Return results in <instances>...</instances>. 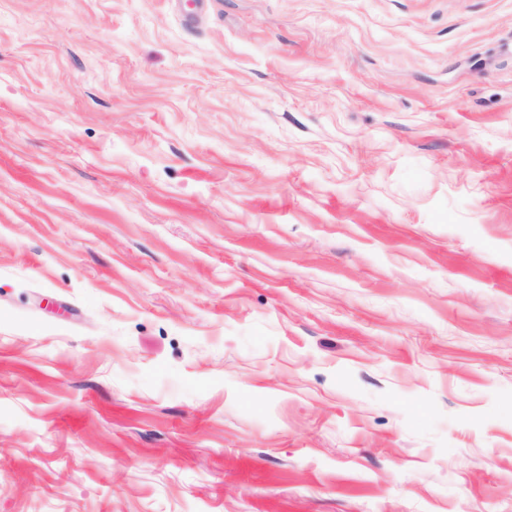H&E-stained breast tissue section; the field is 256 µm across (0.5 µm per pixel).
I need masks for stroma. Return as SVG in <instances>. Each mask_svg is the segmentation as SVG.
I'll return each mask as SVG.
<instances>
[{"mask_svg": "<svg viewBox=\"0 0 512 512\" xmlns=\"http://www.w3.org/2000/svg\"><path fill=\"white\" fill-rule=\"evenodd\" d=\"M0 512H512V0H0Z\"/></svg>", "mask_w": 512, "mask_h": 512, "instance_id": "1", "label": "stroma"}]
</instances>
